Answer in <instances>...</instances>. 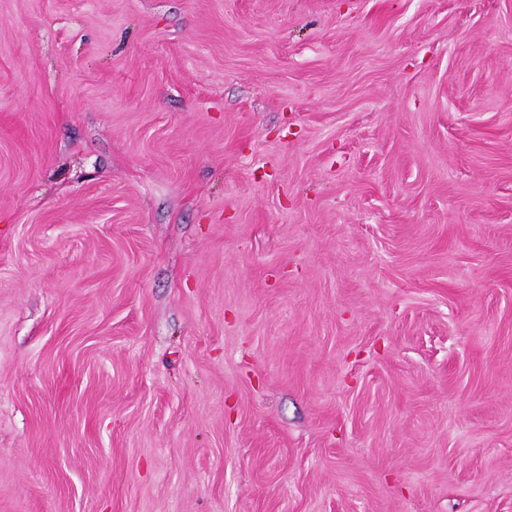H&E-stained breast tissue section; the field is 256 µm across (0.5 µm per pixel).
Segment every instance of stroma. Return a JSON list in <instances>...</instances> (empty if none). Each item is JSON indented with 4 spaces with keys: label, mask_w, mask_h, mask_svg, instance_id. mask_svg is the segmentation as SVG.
I'll use <instances>...</instances> for the list:
<instances>
[{
    "label": "stroma",
    "mask_w": 512,
    "mask_h": 512,
    "mask_svg": "<svg viewBox=\"0 0 512 512\" xmlns=\"http://www.w3.org/2000/svg\"><path fill=\"white\" fill-rule=\"evenodd\" d=\"M0 512H512V0H0Z\"/></svg>",
    "instance_id": "stroma-1"
}]
</instances>
